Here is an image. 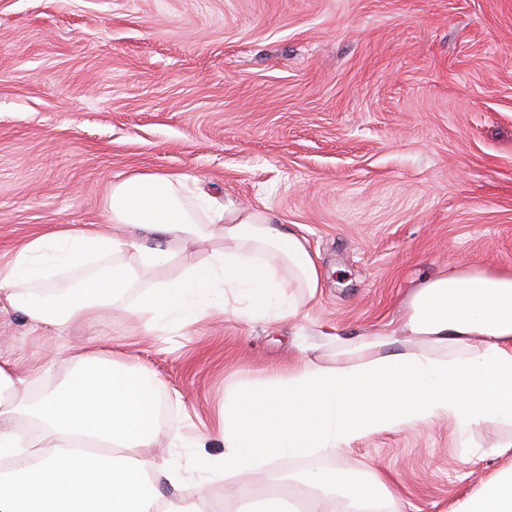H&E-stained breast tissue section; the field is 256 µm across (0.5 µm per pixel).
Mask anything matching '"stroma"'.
<instances>
[{
	"instance_id": "stroma-1",
	"label": "stroma",
	"mask_w": 512,
	"mask_h": 512,
	"mask_svg": "<svg viewBox=\"0 0 512 512\" xmlns=\"http://www.w3.org/2000/svg\"><path fill=\"white\" fill-rule=\"evenodd\" d=\"M164 172L299 225L322 274L290 323L71 330L161 380L165 457L192 483L224 452L225 391L287 372L301 334L398 323L447 269L512 271V0H0V256L55 224H107L113 181ZM0 349L45 357L10 309ZM510 441L448 418L277 470L346 468L406 512H451L512 462Z\"/></svg>"
}]
</instances>
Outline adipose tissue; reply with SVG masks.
<instances>
[{
    "label": "adipose tissue",
    "instance_id": "adipose-tissue-1",
    "mask_svg": "<svg viewBox=\"0 0 512 512\" xmlns=\"http://www.w3.org/2000/svg\"><path fill=\"white\" fill-rule=\"evenodd\" d=\"M111 233L59 224L18 243L0 262V304L20 312L37 338L64 341L71 327L113 312L146 315V331L233 310L272 323L296 319L322 286L304 235L268 209L241 210L188 195L185 176L133 174L105 200ZM207 244L203 258L192 250ZM96 266L70 288H47L64 272ZM155 281L139 303L138 273ZM328 360L243 381L224 396V453L203 457L217 476L271 477L277 462L336 454L401 425L452 418L465 430L512 425V272L454 268L416 284L398 324L352 338L323 333ZM66 374L40 397L46 364L17 372L0 355V512H208L204 485L187 484L155 451L160 380L92 343L68 349ZM35 423L24 435L21 420ZM278 479V494L310 489L307 512L339 502L353 512H403L379 481L350 471ZM179 489L172 498L161 483ZM453 512H512V465Z\"/></svg>",
    "mask_w": 512,
    "mask_h": 512
}]
</instances>
